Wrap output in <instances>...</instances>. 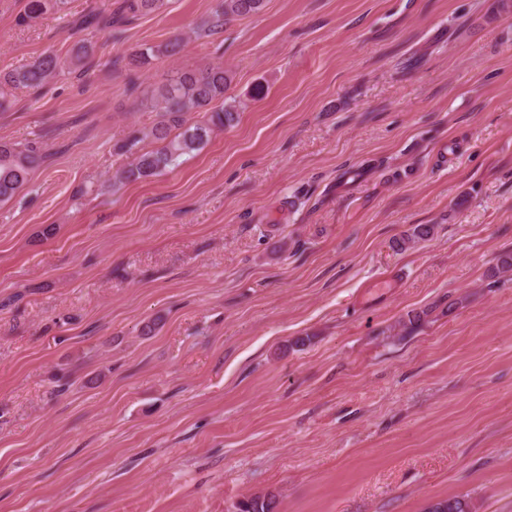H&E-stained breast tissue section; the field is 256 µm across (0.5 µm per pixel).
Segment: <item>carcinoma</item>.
<instances>
[{"instance_id":"carcinoma-1","label":"carcinoma","mask_w":512,"mask_h":512,"mask_svg":"<svg viewBox=\"0 0 512 512\" xmlns=\"http://www.w3.org/2000/svg\"><path fill=\"white\" fill-rule=\"evenodd\" d=\"M166 0H127L132 14L153 13L163 9ZM265 0H219L211 28L217 29L238 19L262 11ZM183 38L148 47L133 55L131 63L143 65L159 56L171 57L180 48ZM70 61L54 53L38 57L23 69L0 75V110L9 104L8 90L17 86L38 87L48 78L62 72ZM230 85L228 70L221 63L203 69L171 71L166 83L151 93L152 108L158 120L145 126L134 136L116 145V154L123 163L113 176L112 187L146 182L165 171L180 166L187 158L201 151L217 129L230 127L238 118L237 105L224 103ZM204 114L203 121L192 115ZM40 148L27 144L0 142V204L5 203L28 182L31 172L42 162ZM277 495L259 492L242 499L237 512H276ZM426 512H473V504L465 497L439 499L429 503Z\"/></svg>"}]
</instances>
